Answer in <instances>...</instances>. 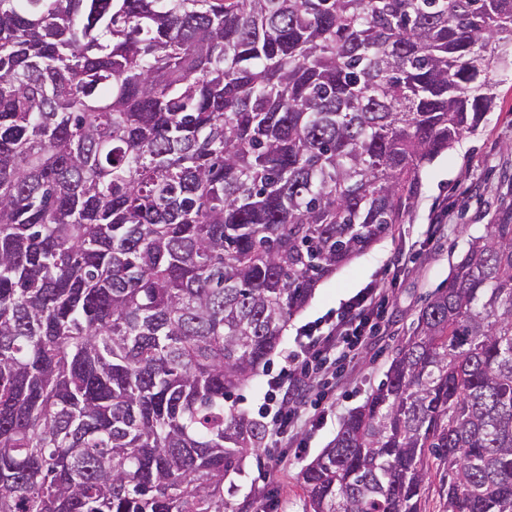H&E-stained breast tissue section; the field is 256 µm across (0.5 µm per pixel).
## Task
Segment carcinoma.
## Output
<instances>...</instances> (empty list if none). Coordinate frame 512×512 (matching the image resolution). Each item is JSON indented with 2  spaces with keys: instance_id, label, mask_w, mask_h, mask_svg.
<instances>
[{
  "instance_id": "1",
  "label": "carcinoma",
  "mask_w": 512,
  "mask_h": 512,
  "mask_svg": "<svg viewBox=\"0 0 512 512\" xmlns=\"http://www.w3.org/2000/svg\"><path fill=\"white\" fill-rule=\"evenodd\" d=\"M512 0H0V512H224L227 405L405 223ZM512 512V208L301 472L309 512Z\"/></svg>"
}]
</instances>
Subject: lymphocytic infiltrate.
Here are the masks:
<instances>
[{
	"mask_svg": "<svg viewBox=\"0 0 512 512\" xmlns=\"http://www.w3.org/2000/svg\"><path fill=\"white\" fill-rule=\"evenodd\" d=\"M384 302L378 289H362L343 304L335 319L303 328L283 350V366L268 380L258 408L259 419L267 423L263 444L271 465L281 460L276 449L284 437L323 420L328 395L314 390L318 373L330 356L348 362L359 356L380 330L376 318Z\"/></svg>",
	"mask_w": 512,
	"mask_h": 512,
	"instance_id": "lymphocytic-infiltrate-1",
	"label": "lymphocytic infiltrate"
}]
</instances>
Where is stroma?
Returning a JSON list of instances; mask_svg holds the SVG:
<instances>
[{
	"label": "stroma",
	"instance_id": "35a3bbf8",
	"mask_svg": "<svg viewBox=\"0 0 512 512\" xmlns=\"http://www.w3.org/2000/svg\"><path fill=\"white\" fill-rule=\"evenodd\" d=\"M496 100L484 123L453 149L426 165L422 192L406 223L395 225L363 254L324 279L309 304L288 323L283 343H292L299 327L336 314L341 303L372 286L388 297L390 334L370 347L342 380L334 405L322 424L304 428L283 443L277 470L267 468L264 452L231 474L226 512H308L300 481L302 469L334 439L343 419L360 406L384 377L395 349L413 332L425 299L445 286L451 264L467 247L469 236L483 232L495 214L512 207V67L496 70ZM437 225L427 234L428 225ZM410 252L408 271L396 265Z\"/></svg>",
	"mask_w": 512,
	"mask_h": 512
}]
</instances>
